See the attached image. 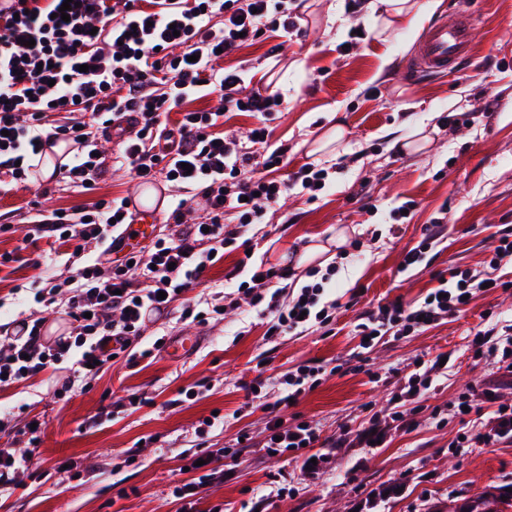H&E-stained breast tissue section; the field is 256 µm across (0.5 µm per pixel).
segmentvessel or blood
<instances>
[{
    "label": "vessel or blood",
    "mask_w": 512,
    "mask_h": 512,
    "mask_svg": "<svg viewBox=\"0 0 512 512\" xmlns=\"http://www.w3.org/2000/svg\"><path fill=\"white\" fill-rule=\"evenodd\" d=\"M473 14L465 9L444 12L430 23L407 67L413 77L445 75L466 62L474 47Z\"/></svg>",
    "instance_id": "1"
}]
</instances>
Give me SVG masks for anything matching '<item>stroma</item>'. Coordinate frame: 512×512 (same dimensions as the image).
<instances>
[{
    "label": "stroma",
    "instance_id": "1",
    "mask_svg": "<svg viewBox=\"0 0 512 512\" xmlns=\"http://www.w3.org/2000/svg\"><path fill=\"white\" fill-rule=\"evenodd\" d=\"M438 3L443 10L471 8L479 20L471 62L444 77L417 79L406 69L434 12L421 16L415 35L382 32L375 19L385 11L383 0H364L358 13L349 0H305L295 32L266 33L222 62L243 71L246 91L270 87L281 94L269 142L287 146L288 171L311 163L333 173L317 198L290 191L251 228V255L239 249L225 254L190 296L211 301L233 292L237 283L226 275L245 256L254 266H290L297 281H305L315 267L307 250L323 245L340 268L326 290L327 300L340 303L331 326L269 343L265 325L254 317L229 313L192 327L162 318L147 323L146 341L158 334L198 337L180 359L164 350L135 364L118 359L88 389H73L63 399L56 394L60 370L0 388V413L10 419L0 448L34 453L23 487L0 492V512H177L172 490L184 477L181 454L194 450L202 419L214 411L226 417L207 438L213 450L241 429L262 431L260 413L238 414L251 400L255 379L275 395L282 375L302 362L336 365L334 375L283 411L312 421L328 438L359 428L366 404L384 402L392 372L412 373L417 360L441 353L450 361L435 403L449 410L445 423L425 413L412 430L388 437L385 447L330 449L325 472L314 480L302 476L297 463L248 449L233 477L206 486L201 512L216 503L224 512H252L273 479L293 493L266 512H352L358 499L392 484L401 485V493L378 501L372 512H453L486 487L512 488L511 441L462 455L450 447L462 429L451 410L467 385L498 386L502 401L512 405V378L474 362L467 350L483 312L512 320V290L478 294L457 316L420 333L385 338L369 351L354 334L360 313L383 299L414 301L436 287V274L485 269L503 231L512 230V0ZM448 112L462 114V122L442 125L439 118ZM333 120L346 131L343 147L316 150ZM137 189L117 166L89 192L47 178L0 197V214L12 216L9 229L0 231V253L19 256L0 267V324L40 317L32 288L48 277L66 279L95 252L90 244L76 256L47 238L28 241L34 202L74 211ZM440 220L448 225L447 239L429 250L425 264L399 272L425 226ZM363 357L370 373L357 369ZM199 384L207 387L199 399L182 397V390ZM105 406L111 413L104 420L99 413ZM30 413L43 422L34 444L25 432ZM64 463L70 471H61Z\"/></svg>",
    "mask_w": 512,
    "mask_h": 512
}]
</instances>
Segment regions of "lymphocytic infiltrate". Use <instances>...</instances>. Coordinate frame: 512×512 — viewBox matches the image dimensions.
Returning <instances> with one entry per match:
<instances>
[{"label": "lymphocytic infiltrate", "mask_w": 512, "mask_h": 512, "mask_svg": "<svg viewBox=\"0 0 512 512\" xmlns=\"http://www.w3.org/2000/svg\"><path fill=\"white\" fill-rule=\"evenodd\" d=\"M63 2L5 0L0 5V193L35 176L32 157H46L59 143L75 151L69 162L54 167L61 180L79 187L99 180L106 159L98 154L97 134L123 120L129 131L120 150L122 166L139 180L164 175L186 197L171 213V233L128 251L120 234L132 222L124 198L100 199L71 214H35V235L50 234L61 246L92 243L99 253L69 279H46L34 295L48 309L60 292H67V335L45 340L39 318L18 321L12 328L0 325L6 341L0 348V388L66 361L71 367L63 391L96 377L142 336L144 311L151 306L183 321L221 315V305L199 307L187 301V293L201 284L227 248L237 247L251 226L263 223L289 186L313 194L327 178L325 170L310 165L278 178L287 147L259 158L220 129L222 112H251L257 119L253 131L259 143H266L268 123L282 105L280 93L268 88L243 94L241 73L216 70L215 64L260 32L290 33L297 25L295 0H79L66 21L57 16ZM213 93L220 96L222 112L184 110L185 102ZM54 110L83 112L87 118L52 124L46 116ZM176 110L180 118L170 120ZM197 196L204 199L207 215L190 224L185 220L187 200ZM508 262L512 235L506 233L486 270L438 275L436 287L423 299L381 302L362 315L354 331L374 345L386 336L426 330L463 311L467 297L481 293L484 283L502 287L496 272ZM247 271L252 278H242L235 295L265 320L268 341L330 324L336 304L324 301V284L336 275V267H326L319 280L302 286L285 304L281 283L288 280V269L252 270L247 259H240L236 274L242 277ZM482 318L488 326L468 343L472 359L489 358L500 370L512 369V324L491 325L487 312ZM447 373L435 358L422 371L400 378L386 406L370 412L359 441L367 445L385 440L389 430H408L427 410L440 415V407L430 406L429 400ZM328 374L322 363H302L285 373L280 394L259 404L267 417L263 448L280 457L292 454L310 479L322 474L328 460L320 451V430L305 420L280 423V410ZM458 404L477 414L488 405L495 411L491 431H471L456 440V447L512 440V405L500 403L496 388L468 387ZM204 459L198 476L173 490L179 512H197L202 488L224 477L212 467V454Z\"/></svg>", "instance_id": "1"}]
</instances>
